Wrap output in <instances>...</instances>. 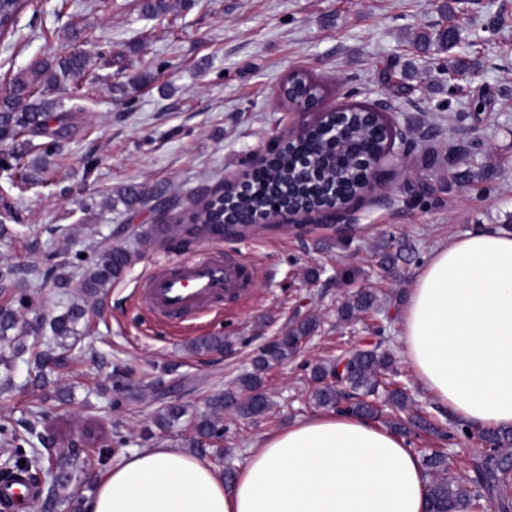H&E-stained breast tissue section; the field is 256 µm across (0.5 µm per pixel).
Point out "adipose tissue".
<instances>
[{
	"label": "adipose tissue",
	"instance_id": "ef3b65f1",
	"mask_svg": "<svg viewBox=\"0 0 512 512\" xmlns=\"http://www.w3.org/2000/svg\"><path fill=\"white\" fill-rule=\"evenodd\" d=\"M399 344L455 422L512 429V233L487 226L434 248ZM427 483L404 437L317 413L260 437L229 483L178 450H133L99 479L87 512H426Z\"/></svg>",
	"mask_w": 512,
	"mask_h": 512
}]
</instances>
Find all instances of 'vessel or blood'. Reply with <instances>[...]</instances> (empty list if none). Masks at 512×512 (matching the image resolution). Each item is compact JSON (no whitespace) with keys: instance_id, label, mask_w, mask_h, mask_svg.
I'll use <instances>...</instances> for the list:
<instances>
[{"instance_id":"vessel-or-blood-1","label":"vessel or blood","mask_w":512,"mask_h":512,"mask_svg":"<svg viewBox=\"0 0 512 512\" xmlns=\"http://www.w3.org/2000/svg\"><path fill=\"white\" fill-rule=\"evenodd\" d=\"M250 281L251 271L246 265L203 254L154 272L144 282L141 293L152 312L167 320L179 321L244 290ZM36 496L35 485L23 473L17 474L0 492V498L9 503Z\"/></svg>"}]
</instances>
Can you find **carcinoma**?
Segmentation results:
<instances>
[{"instance_id":"obj_1","label":"carcinoma","mask_w":512,"mask_h":512,"mask_svg":"<svg viewBox=\"0 0 512 512\" xmlns=\"http://www.w3.org/2000/svg\"><path fill=\"white\" fill-rule=\"evenodd\" d=\"M37 10V0H0V41L16 32V25L27 11ZM457 34L453 28H442L431 34L419 36L418 44L436 45L446 50L454 45ZM96 37L87 35L83 43L70 48L68 54L57 59L56 66L37 60L26 71L9 81L8 94L0 99V142L15 140L23 133L34 137H59L67 132L73 113L58 110V103L40 98V82L43 77L61 83L70 77L85 72L88 64L87 46L95 45ZM288 82L303 84V95L318 99L323 87L310 75L294 72ZM386 126L377 122L371 127L357 123L346 135L347 151L340 157L330 153L324 146L321 122L305 128L300 137L285 141L284 147L263 167L249 176V188L242 192L234 185L224 188L220 197L212 198L193 212L192 232L214 237L224 234V212L231 209L240 215L246 214L254 199L264 197L281 203L295 211H307L324 201L321 186L327 183L337 186L336 200L350 201L362 192V172L357 159L368 151L383 148L387 139ZM133 261L132 255L122 248H111L101 253L96 269L81 284L87 295H95L106 288L112 280L122 276ZM377 297L364 289L357 292L338 311L344 320H352L370 312ZM84 318V309L72 305L57 316L42 322L39 331L50 332L55 340H61L74 332V326ZM318 327L314 319L304 320L288 332L263 347L253 359L252 371L240 376L238 390H227L216 394L212 408L216 411L234 410L244 418L263 416L271 407L265 388V373L274 365L282 364L295 356L303 339ZM50 353L33 345L29 362L34 371L33 382H41V371ZM398 370L391 355L380 350V345L360 346L356 350L343 351L329 363L312 366V380L317 384L314 393L316 403L322 407L337 408L343 412L369 419L390 416L389 425L399 433L411 430L436 434L455 440L454 430L442 429L413 408L414 401L407 389L396 385ZM245 391L248 398L239 399ZM3 431L0 442L11 448L7 461L25 466V471H53V481L60 484L71 475L65 464L57 463V469L44 464L42 452L30 445L26 437L15 432ZM220 427L218 422L205 418L191 428L189 445L200 454H213L223 458V449L210 448ZM468 439H477V448L463 461L465 474H460L456 465L448 461L442 448H418L426 475L429 476L427 498L431 512H512V432L509 430H478L464 434ZM30 449H25V446Z\"/></svg>"}]
</instances>
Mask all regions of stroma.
Here are the masks:
<instances>
[{"instance_id":"obj_1","label":"stroma","mask_w":512,"mask_h":512,"mask_svg":"<svg viewBox=\"0 0 512 512\" xmlns=\"http://www.w3.org/2000/svg\"><path fill=\"white\" fill-rule=\"evenodd\" d=\"M142 2L38 0L36 14H24L0 43V88L33 59L58 56L76 30L119 55L91 59L80 102L61 86L42 88L44 98L83 109L61 143L65 165L44 163L35 150L23 168L0 169V205L9 208L0 269L15 271L0 307L17 310L18 343L33 342L39 319L73 303L85 310L75 346L53 349L42 387L28 384L16 343L0 342V380L13 384L0 391V426L24 432L30 409L44 410L38 430L50 454L74 457L70 482L55 489L61 499L91 498L100 476L134 449L185 448L191 426L212 417L211 398L236 388L261 347L316 318L300 352L265 376L271 410L253 420L224 415L216 470H239L259 437L318 413L311 366L377 328L398 356L404 297L437 245L488 224L512 231V0H170L159 17L146 16ZM451 25L456 47H416L421 32ZM460 58L471 68L457 92L445 69ZM295 71L323 85L326 108L392 103L414 147L388 179V201L354 200L356 222L345 232L316 223L228 239L183 232L198 203L250 173L271 140L314 120L279 95ZM482 90L490 99L478 110L470 97ZM131 185L145 194L133 209L120 198ZM91 242L135 256L93 298L79 289L95 269ZM384 246L414 252L385 269L377 258ZM208 252L251 267L247 292L179 325L154 316L140 294L144 281ZM55 264L72 275L69 288L49 275ZM365 288L376 292V309L340 319L341 305ZM207 336L224 337L225 347L196 350ZM396 366L417 405L437 415L404 359ZM171 404L186 413L164 433L155 419ZM90 430L98 447L84 443Z\"/></svg>"}]
</instances>
